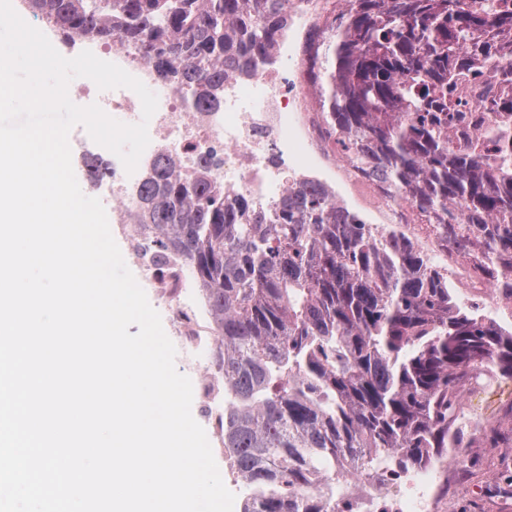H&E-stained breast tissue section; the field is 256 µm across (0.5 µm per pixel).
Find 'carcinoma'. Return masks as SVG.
I'll return each mask as SVG.
<instances>
[{
	"instance_id": "carcinoma-1",
	"label": "carcinoma",
	"mask_w": 512,
	"mask_h": 512,
	"mask_svg": "<svg viewBox=\"0 0 512 512\" xmlns=\"http://www.w3.org/2000/svg\"><path fill=\"white\" fill-rule=\"evenodd\" d=\"M64 37L131 42L164 82L219 103L224 77L271 50L285 0H26ZM316 41L321 116L336 151L413 226L480 265L512 296V0H345ZM500 66L479 110L497 117L490 155L453 146L470 117L460 81ZM184 176L150 159L134 216L161 255L187 262L224 364V455L247 490L242 512H353L351 481L400 479L498 426L462 424L467 390L512 377V328L455 301L416 236L372 225L313 182L269 209L226 193L202 157ZM94 183L110 174L86 162Z\"/></svg>"
}]
</instances>
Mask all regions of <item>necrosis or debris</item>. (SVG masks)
<instances>
[{
    "instance_id": "obj_1",
    "label": "necrosis or debris",
    "mask_w": 512,
    "mask_h": 512,
    "mask_svg": "<svg viewBox=\"0 0 512 512\" xmlns=\"http://www.w3.org/2000/svg\"><path fill=\"white\" fill-rule=\"evenodd\" d=\"M326 0H288V26L275 46L277 55L294 59L308 55L309 31L323 27ZM107 53L113 63L142 81L158 97V108L148 123L155 152L177 156L183 173H191L200 156L212 159V173L225 190L247 194L255 205L269 207L294 182L316 180L333 190L338 203L364 211L371 224H405L410 206L405 199L384 196L355 174L340 158L312 108L310 90L301 69L283 71L271 62H258L249 74L224 82L219 106L198 109L194 99L175 84L161 82L154 68L131 45H113ZM115 222L128 232L133 258L146 285L174 304L173 330L181 348L196 361L199 377L194 392L210 407L212 440L224 434V414L215 402L224 393V372L209 327L196 307L187 305L185 267L174 257L164 267L153 261L150 241L132 222L131 189L125 171L113 170L105 187ZM448 457L429 472L397 483L363 480L355 492V512H435Z\"/></svg>"
}]
</instances>
